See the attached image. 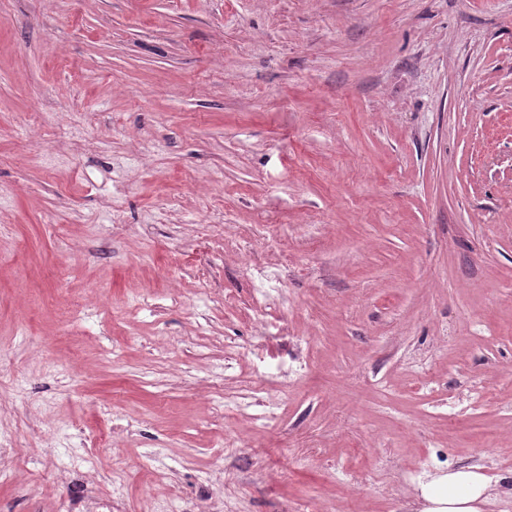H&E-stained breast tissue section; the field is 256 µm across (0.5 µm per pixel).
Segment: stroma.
Listing matches in <instances>:
<instances>
[{
  "mask_svg": "<svg viewBox=\"0 0 512 512\" xmlns=\"http://www.w3.org/2000/svg\"><path fill=\"white\" fill-rule=\"evenodd\" d=\"M0 13V512L512 483V0Z\"/></svg>",
  "mask_w": 512,
  "mask_h": 512,
  "instance_id": "35a3bbf8",
  "label": "stroma"
}]
</instances>
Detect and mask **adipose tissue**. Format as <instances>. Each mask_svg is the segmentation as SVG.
I'll return each mask as SVG.
<instances>
[{"label": "adipose tissue", "mask_w": 512, "mask_h": 512, "mask_svg": "<svg viewBox=\"0 0 512 512\" xmlns=\"http://www.w3.org/2000/svg\"><path fill=\"white\" fill-rule=\"evenodd\" d=\"M491 482L484 474L470 468L448 472L424 484L420 497L421 512H480V503L491 495Z\"/></svg>", "instance_id": "adipose-tissue-1"}]
</instances>
